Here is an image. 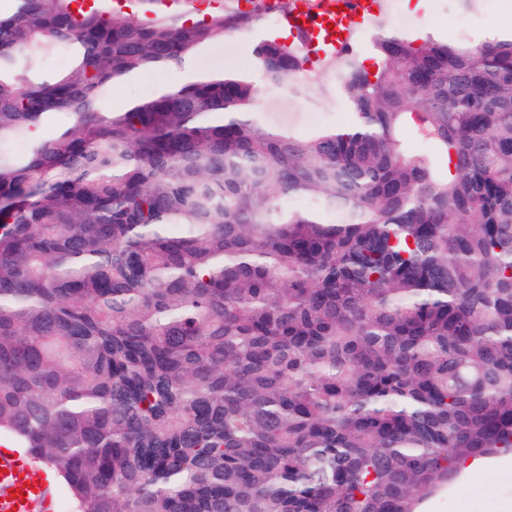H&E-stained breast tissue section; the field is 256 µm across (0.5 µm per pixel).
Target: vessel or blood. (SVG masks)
Returning <instances> with one entry per match:
<instances>
[{
  "label": "vessel or blood",
  "mask_w": 512,
  "mask_h": 512,
  "mask_svg": "<svg viewBox=\"0 0 512 512\" xmlns=\"http://www.w3.org/2000/svg\"><path fill=\"white\" fill-rule=\"evenodd\" d=\"M290 27L311 36L316 45L342 51L370 21L364 0H298ZM25 495H18V488ZM53 486L39 480L32 466L18 455L0 454V512H54Z\"/></svg>",
  "instance_id": "1"
}]
</instances>
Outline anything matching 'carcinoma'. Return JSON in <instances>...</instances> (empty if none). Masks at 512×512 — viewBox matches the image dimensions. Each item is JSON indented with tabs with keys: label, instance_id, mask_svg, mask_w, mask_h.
I'll list each match as a JSON object with an SVG mask.
<instances>
[{
	"label": "carcinoma",
	"instance_id": "1",
	"mask_svg": "<svg viewBox=\"0 0 512 512\" xmlns=\"http://www.w3.org/2000/svg\"><path fill=\"white\" fill-rule=\"evenodd\" d=\"M84 3L0 11V435L74 512H419L512 452V33L380 23L300 137L255 111L305 72L277 39L98 108L267 7ZM178 70L147 72L134 81L115 83L112 85L111 91L104 98L105 105L115 108L125 104L134 97H149L154 93L155 85L159 81L166 79L174 71Z\"/></svg>",
	"mask_w": 512,
	"mask_h": 512
}]
</instances>
